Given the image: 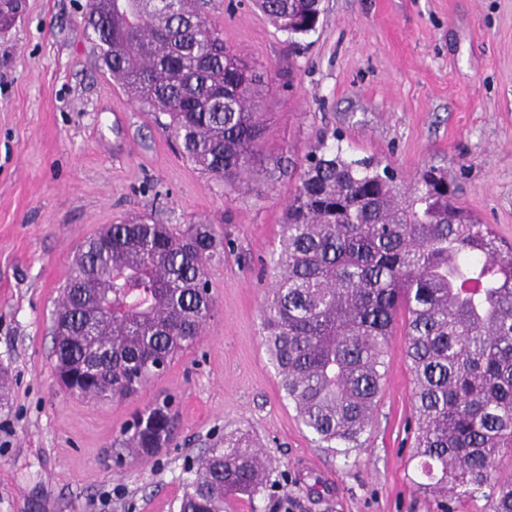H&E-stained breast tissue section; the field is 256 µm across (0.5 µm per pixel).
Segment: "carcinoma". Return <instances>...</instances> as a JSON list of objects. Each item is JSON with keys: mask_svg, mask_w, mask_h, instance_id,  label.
I'll use <instances>...</instances> for the list:
<instances>
[{"mask_svg": "<svg viewBox=\"0 0 512 512\" xmlns=\"http://www.w3.org/2000/svg\"><path fill=\"white\" fill-rule=\"evenodd\" d=\"M290 36L316 31L321 0H255ZM24 0H0V30ZM88 0L85 28L102 65L151 113L183 157L234 190L288 171L268 148L257 111L270 75L224 48L199 0ZM167 121H162L161 116ZM53 313L55 370L65 391L96 402L136 395L192 348L214 317L207 269L224 257L213 224L171 228L150 216L106 226L78 251ZM112 303V318L100 311ZM405 318L414 380L413 457L436 512L448 498L492 488V512H512V478L496 474L512 450V246L456 204L430 167L404 184L342 146L311 148L281 224L261 320L264 345L300 422L344 458L362 447ZM135 421L116 458L159 450L165 408ZM179 512H224L266 484L250 436L224 435L188 469Z\"/></svg>", "mask_w": 512, "mask_h": 512, "instance_id": "cac0c4a2", "label": "carcinoma"}]
</instances>
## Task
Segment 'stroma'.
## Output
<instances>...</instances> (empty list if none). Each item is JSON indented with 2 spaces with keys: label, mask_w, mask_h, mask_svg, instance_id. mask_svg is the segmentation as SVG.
<instances>
[{
  "label": "stroma",
  "mask_w": 512,
  "mask_h": 512,
  "mask_svg": "<svg viewBox=\"0 0 512 512\" xmlns=\"http://www.w3.org/2000/svg\"><path fill=\"white\" fill-rule=\"evenodd\" d=\"M87 0H26L0 33V512H178L185 463L246 432L265 488L226 512H432L415 484L413 381L396 327L362 448L319 447L262 344L260 304L295 181L224 189L183 158L100 67ZM292 38L252 0H206L241 57L266 66L272 147L325 140L412 179L434 166L461 206L512 243V0H322ZM204 220L224 235L208 268L216 314L166 373L122 402L65 395L54 304L80 243L134 215ZM175 397L159 464L112 461L127 422Z\"/></svg>",
  "instance_id": "obj_1"
}]
</instances>
